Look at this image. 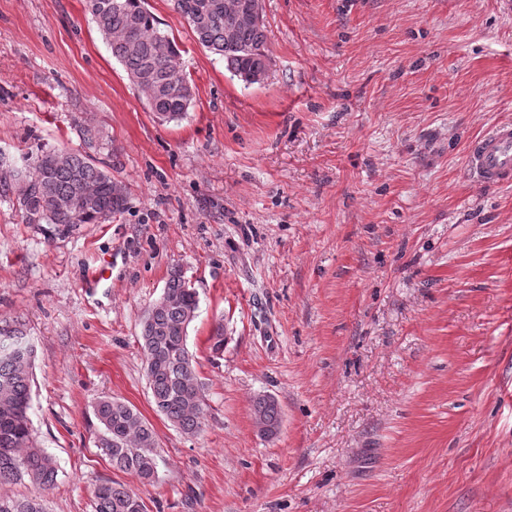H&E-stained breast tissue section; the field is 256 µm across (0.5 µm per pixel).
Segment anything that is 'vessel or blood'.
Returning a JSON list of instances; mask_svg holds the SVG:
<instances>
[{
    "label": "vessel or blood",
    "instance_id": "obj_1",
    "mask_svg": "<svg viewBox=\"0 0 512 512\" xmlns=\"http://www.w3.org/2000/svg\"><path fill=\"white\" fill-rule=\"evenodd\" d=\"M467 163L477 179L488 186L512 183V122L495 125L478 137L467 151Z\"/></svg>",
    "mask_w": 512,
    "mask_h": 512
}]
</instances>
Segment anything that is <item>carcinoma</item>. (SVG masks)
<instances>
[{
    "label": "carcinoma",
    "instance_id": "obj_1",
    "mask_svg": "<svg viewBox=\"0 0 512 512\" xmlns=\"http://www.w3.org/2000/svg\"><path fill=\"white\" fill-rule=\"evenodd\" d=\"M86 10L112 57L124 67L150 111L167 122L188 111L192 85L181 66L176 41L158 27L145 0H85ZM231 0H174L198 43L224 59L225 68L243 77L267 65L266 26L240 25L228 32ZM84 149L41 151L33 172L0 170V190L16 189L28 224H100L126 208L114 193L112 175L97 166L89 150L99 130L83 128ZM199 309L197 292L173 271L164 296L146 312L139 343L155 410L186 435L201 427L204 395L187 333ZM0 484L26 481L45 491L54 486L57 463L34 441L29 418L33 349L20 329H0ZM254 419L273 437L281 427L278 402L267 395L253 400ZM100 425L99 449L112 468L151 482L158 472L159 443L152 424L134 407L112 396L93 406ZM0 512H45L39 496L0 498ZM92 512H147L145 502L124 485L106 481L92 494Z\"/></svg>",
    "mask_w": 512,
    "mask_h": 512
}]
</instances>
